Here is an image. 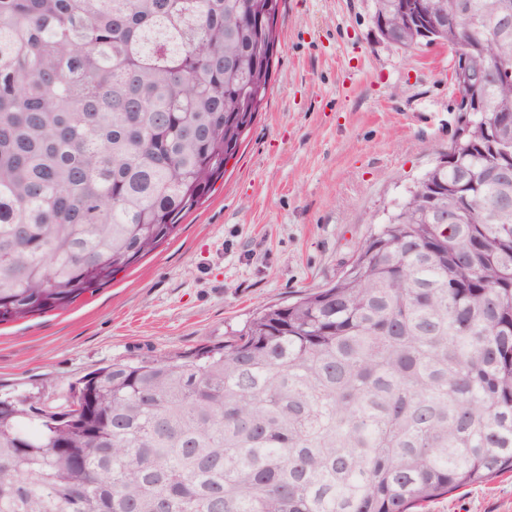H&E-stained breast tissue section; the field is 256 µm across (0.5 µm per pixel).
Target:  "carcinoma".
I'll list each match as a JSON object with an SVG mask.
<instances>
[{
	"mask_svg": "<svg viewBox=\"0 0 512 512\" xmlns=\"http://www.w3.org/2000/svg\"><path fill=\"white\" fill-rule=\"evenodd\" d=\"M281 2L0 0V324L109 285L210 197ZM404 2L374 22L412 49ZM423 3L483 73L477 119L332 285L97 368L58 412L0 398V512H415L512 471V0Z\"/></svg>",
	"mask_w": 512,
	"mask_h": 512,
	"instance_id": "cac0c4a2",
	"label": "carcinoma"
}]
</instances>
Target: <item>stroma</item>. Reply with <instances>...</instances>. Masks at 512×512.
I'll list each match as a JSON object with an SVG mask.
<instances>
[{
  "mask_svg": "<svg viewBox=\"0 0 512 512\" xmlns=\"http://www.w3.org/2000/svg\"><path fill=\"white\" fill-rule=\"evenodd\" d=\"M374 0H284L267 99L210 198L112 284L0 325V393L59 405L133 357L223 342L261 304L334 280L464 120L447 47L403 50ZM424 512H512V472Z\"/></svg>",
  "mask_w": 512,
  "mask_h": 512,
  "instance_id": "stroma-1",
  "label": "stroma"
}]
</instances>
